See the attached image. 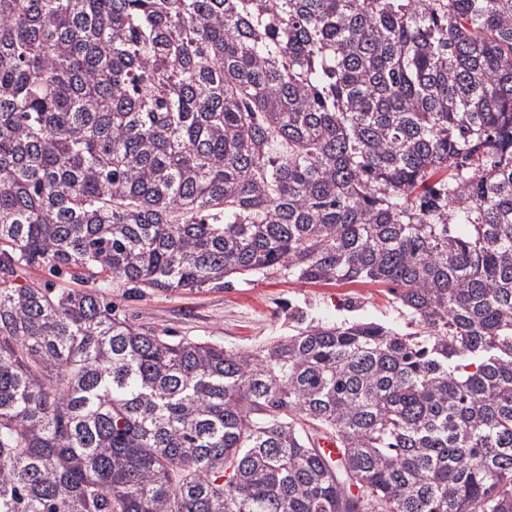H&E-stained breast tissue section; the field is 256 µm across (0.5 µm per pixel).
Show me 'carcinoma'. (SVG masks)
I'll list each match as a JSON object with an SVG mask.
<instances>
[{
	"label": "carcinoma",
	"instance_id": "carcinoma-1",
	"mask_svg": "<svg viewBox=\"0 0 512 512\" xmlns=\"http://www.w3.org/2000/svg\"><path fill=\"white\" fill-rule=\"evenodd\" d=\"M252 275L416 331L105 298ZM0 512H512V0H0ZM224 289L149 293L129 298L124 288L108 297L120 315L177 339L208 340L250 350L288 335L289 307L323 323L373 321L404 334L411 319L388 284H301L282 278L231 277Z\"/></svg>",
	"mask_w": 512,
	"mask_h": 512
}]
</instances>
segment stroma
Wrapping results in <instances>:
<instances>
[{
  "mask_svg": "<svg viewBox=\"0 0 512 512\" xmlns=\"http://www.w3.org/2000/svg\"><path fill=\"white\" fill-rule=\"evenodd\" d=\"M120 315L133 323L168 331L176 338L208 340L233 350L263 346L288 333V313L297 308L325 323L373 321L404 334L411 319L390 285L301 284L282 278H231L221 289L203 288L128 297L111 292Z\"/></svg>",
  "mask_w": 512,
  "mask_h": 512,
  "instance_id": "stroma-1",
  "label": "stroma"
}]
</instances>
